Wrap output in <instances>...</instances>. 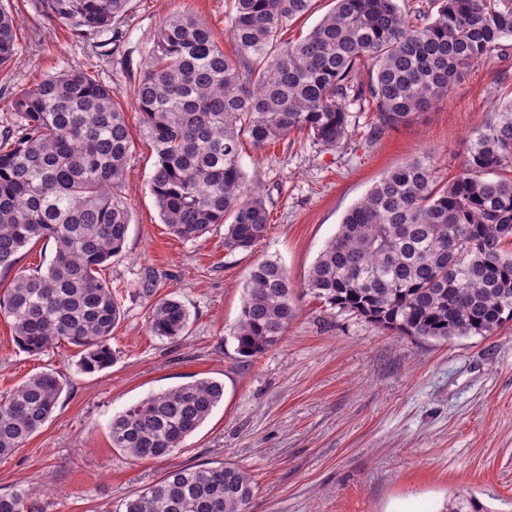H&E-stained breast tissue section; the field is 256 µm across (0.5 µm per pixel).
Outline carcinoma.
Segmentation results:
<instances>
[{
	"label": "carcinoma",
	"mask_w": 512,
	"mask_h": 512,
	"mask_svg": "<svg viewBox=\"0 0 512 512\" xmlns=\"http://www.w3.org/2000/svg\"><path fill=\"white\" fill-rule=\"evenodd\" d=\"M42 14L86 38L119 21L130 0H33ZM314 0H234L224 53L211 29L188 13L160 27L134 91L140 132L157 162L149 189L162 222L194 240L225 225L224 248L252 249L268 211L240 159L246 135L264 145L305 132L325 148L349 135L348 105L371 103L377 130L435 104L474 65L512 45V0H440L436 16L409 21L397 0H335L307 36L273 48ZM17 53L10 11L0 6V66ZM369 79L362 82V68ZM18 117L0 131V269L32 242L54 249L46 272L16 274L0 314L28 354L64 342L78 367L112 365L110 340L122 296L99 270L125 249L131 214L114 194L133 143L126 109L112 88L84 71L49 76L13 102ZM512 102L469 140L463 169L438 182L422 156L383 176L351 207L313 264L317 299L404 336L448 341L491 335L512 320ZM295 316L293 289L275 261L253 267L234 333L237 353L275 346ZM190 312L170 295L151 309L150 331L175 340ZM57 372H41L0 399V456L22 448L54 412ZM224 399V384L201 378L152 394L114 415L112 447L162 460ZM256 483L234 463L168 471L124 503V512H248ZM0 512H38L22 493L0 494ZM446 512H484L472 496Z\"/></svg>",
	"instance_id": "obj_1"
}]
</instances>
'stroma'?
Here are the masks:
<instances>
[{
	"label": "stroma",
	"mask_w": 512,
	"mask_h": 512,
	"mask_svg": "<svg viewBox=\"0 0 512 512\" xmlns=\"http://www.w3.org/2000/svg\"><path fill=\"white\" fill-rule=\"evenodd\" d=\"M0 3L18 34L15 62L0 68V127L15 121L17 97L77 69L112 88L133 132L117 190L131 213L125 253L102 271L123 296L110 341L116 360L87 374L71 344L22 352L0 316V397L39 372L64 380L51 418L0 457V493L25 491L41 512H123L170 469L210 461L251 471L250 512H441L456 492L474 495L485 512H512V321L489 336L415 339L325 305L305 288L346 212L386 173L422 155L441 179L461 172L468 138L512 100V57L477 64L429 110L378 136L375 110L355 103L349 136L333 149L303 132L260 149L243 140L242 165L263 194L269 224L252 250L230 251L223 227L187 241L163 224L149 191L157 157L130 105L140 67L174 13H191L233 54L234 0H131L116 24L119 41L103 48L73 37L32 0ZM263 260L287 270L296 315L276 346L244 358L234 333L249 273ZM147 274L157 283L151 298L139 291ZM170 294L191 313L177 341L149 331L154 298ZM203 377L223 382L224 400L180 452L137 461L113 448V415Z\"/></svg>",
	"instance_id": "obj_1"
}]
</instances>
